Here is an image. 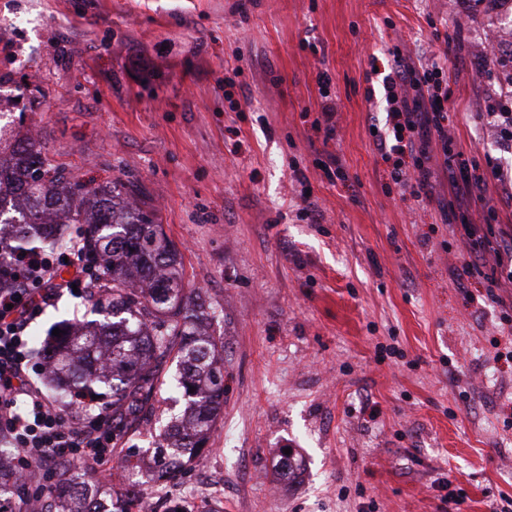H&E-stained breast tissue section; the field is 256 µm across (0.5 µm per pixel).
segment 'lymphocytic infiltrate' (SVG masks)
I'll return each instance as SVG.
<instances>
[{"label":"lymphocytic infiltrate","instance_id":"f902f5d3","mask_svg":"<svg viewBox=\"0 0 512 512\" xmlns=\"http://www.w3.org/2000/svg\"><path fill=\"white\" fill-rule=\"evenodd\" d=\"M387 103L384 130L373 136L376 152L393 159V180L414 201L435 200L430 182L431 145H438L446 170L469 168L462 152L453 150L448 134V83L437 56L420 62L400 49L390 53L388 73L382 80ZM489 135L512 151V105L502 97L489 98L482 114ZM461 237L471 256L460 280L482 277L488 296L512 284V230L494 224H466ZM17 265L30 275L0 290V431L16 445L24 472H52L59 465L80 461L96 468L107 466L115 450L111 417L99 416L91 426L81 425L66 408L52 401L29 379L30 351L26 330L33 312L65 292L85 293L84 269L64 257L20 254ZM68 266V279L58 280V266Z\"/></svg>","mask_w":512,"mask_h":512}]
</instances>
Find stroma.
Segmentation results:
<instances>
[{"label":"stroma","instance_id":"1","mask_svg":"<svg viewBox=\"0 0 512 512\" xmlns=\"http://www.w3.org/2000/svg\"><path fill=\"white\" fill-rule=\"evenodd\" d=\"M506 0H0V120L35 134L88 185L134 181L203 289L224 342V408L189 471L143 486L163 512H491L512 502V363L495 360L503 304L460 282L456 224L512 226L484 135L499 60L479 52ZM446 53L448 133L488 177L482 203L422 210L377 155L386 107L372 59ZM240 69V107L224 74ZM332 81L321 90L317 76ZM374 97H367V90ZM337 135L313 126L325 97ZM345 179H329V155ZM302 170L321 221L299 215ZM42 305L30 331L91 319ZM163 371L155 448L186 403ZM302 459L298 479L275 464ZM446 489H438L439 481ZM466 500L455 505L453 497Z\"/></svg>","mask_w":512,"mask_h":512}]
</instances>
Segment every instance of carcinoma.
<instances>
[{"mask_svg": "<svg viewBox=\"0 0 512 512\" xmlns=\"http://www.w3.org/2000/svg\"><path fill=\"white\" fill-rule=\"evenodd\" d=\"M66 224L83 225L78 238L65 237ZM28 247L76 252L92 277L87 297L104 313L101 321L75 323L51 345L31 338L60 401L79 392L96 397L112 409V434L121 443L141 433L159 369L177 360V389L188 405L161 436L145 479L168 481L200 456L224 404V343L210 331L202 291L185 283L176 244L134 186L88 188L53 166L40 142L18 134L8 151L0 149V288L20 274L6 255ZM5 452L0 446V494L23 492L27 484ZM80 471L78 480L62 482L50 512H131L133 494L108 509L106 483L92 469Z\"/></svg>", "mask_w": 512, "mask_h": 512, "instance_id": "carcinoma-1", "label": "carcinoma"}]
</instances>
